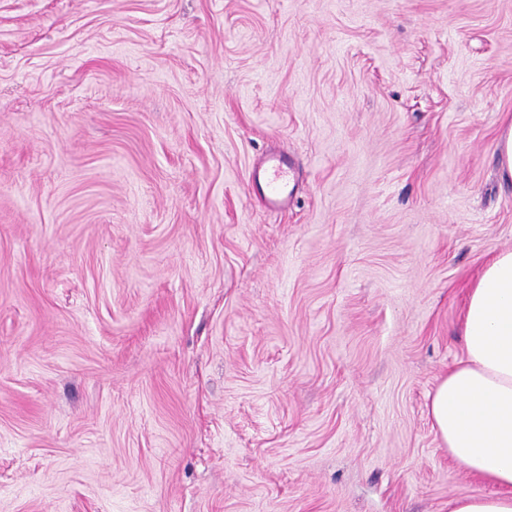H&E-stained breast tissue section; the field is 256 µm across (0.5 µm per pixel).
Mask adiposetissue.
<instances>
[{
    "label": "adipose tissue",
    "instance_id": "1",
    "mask_svg": "<svg viewBox=\"0 0 512 512\" xmlns=\"http://www.w3.org/2000/svg\"><path fill=\"white\" fill-rule=\"evenodd\" d=\"M462 335L464 355L439 380L428 413L449 456L496 491L454 498L448 512H512V250L469 289Z\"/></svg>",
    "mask_w": 512,
    "mask_h": 512
}]
</instances>
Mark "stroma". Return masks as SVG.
<instances>
[{"mask_svg":"<svg viewBox=\"0 0 512 512\" xmlns=\"http://www.w3.org/2000/svg\"><path fill=\"white\" fill-rule=\"evenodd\" d=\"M511 124L512 0H0V512L493 493L428 404ZM290 170L288 154L272 153L267 156L263 169L256 171L252 176L261 199L271 211H280L288 207L293 195Z\"/></svg>","mask_w":512,"mask_h":512,"instance_id":"obj_1","label":"stroma"}]
</instances>
